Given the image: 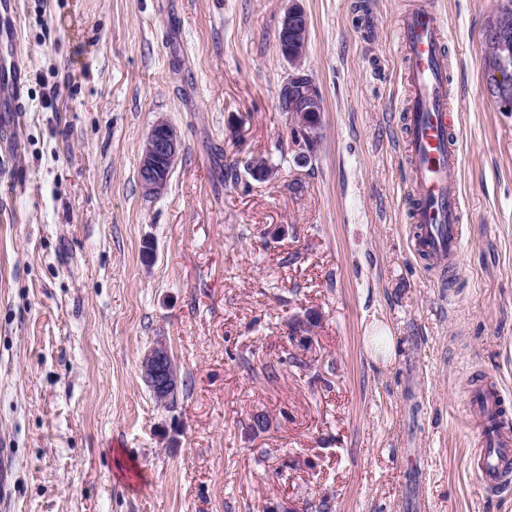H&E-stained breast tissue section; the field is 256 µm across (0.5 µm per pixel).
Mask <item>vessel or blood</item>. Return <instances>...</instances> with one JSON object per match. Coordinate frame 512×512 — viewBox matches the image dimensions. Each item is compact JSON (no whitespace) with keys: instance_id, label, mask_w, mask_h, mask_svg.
Returning a JSON list of instances; mask_svg holds the SVG:
<instances>
[{"instance_id":"obj_1","label":"vessel or blood","mask_w":512,"mask_h":512,"mask_svg":"<svg viewBox=\"0 0 512 512\" xmlns=\"http://www.w3.org/2000/svg\"><path fill=\"white\" fill-rule=\"evenodd\" d=\"M405 79L411 95L402 118V145L409 160V181L414 204L410 211L413 247L431 262L456 270L462 249L461 200L457 191L461 159L452 141L448 118V32L441 17L419 5L400 21ZM21 60H14L0 97L11 101L12 113L21 110L18 99ZM502 408L499 391L490 385L474 394L470 414L485 417ZM482 448L472 460L479 485L496 489L507 464L512 463V430L499 427L480 434Z\"/></svg>"}]
</instances>
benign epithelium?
<instances>
[{"mask_svg": "<svg viewBox=\"0 0 512 512\" xmlns=\"http://www.w3.org/2000/svg\"><path fill=\"white\" fill-rule=\"evenodd\" d=\"M487 36L501 49L512 48V32L490 23ZM309 38V18L299 0H290L285 10L276 40L281 56L290 62L291 71L279 87V110L288 113L291 131L298 149L297 160L307 161V153L321 136V122L310 121V115H321L323 97L318 86L304 67ZM489 91L494 93L505 111L512 110V79L498 69H489ZM184 148L177 128L164 117H158L145 136L137 160L139 187L147 197L161 195L167 188ZM141 377L156 397L168 400L179 389V376L172 367V356L165 342L157 341L143 356Z\"/></svg>", "mask_w": 512, "mask_h": 512, "instance_id": "7a95c632", "label": "benign epithelium"}]
</instances>
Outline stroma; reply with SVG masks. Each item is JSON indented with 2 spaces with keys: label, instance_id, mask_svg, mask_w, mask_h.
<instances>
[{
  "label": "stroma",
  "instance_id": "stroma-1",
  "mask_svg": "<svg viewBox=\"0 0 512 512\" xmlns=\"http://www.w3.org/2000/svg\"><path fill=\"white\" fill-rule=\"evenodd\" d=\"M420 3L450 37L451 277L410 246L398 21ZM302 5L324 112L299 167L277 105L288 0H16L0 512H512V486L477 485L464 410L492 379L512 420V112L488 91L484 40L499 0ZM160 115L185 150L148 198L136 165ZM258 158L273 178L250 177ZM309 312L304 347L289 325ZM385 330L390 360L373 349ZM159 338L186 382L172 409L140 376ZM22 57L21 55H17L13 65L12 70H10V77L7 79L6 83L0 84V97L9 98L11 101V108L9 112H12V121L10 125L5 126L4 132L6 136L15 133V131L19 127V112L21 111L20 101L18 99L19 93V84H20V76L22 70Z\"/></svg>",
  "mask_w": 512,
  "mask_h": 512
}]
</instances>
